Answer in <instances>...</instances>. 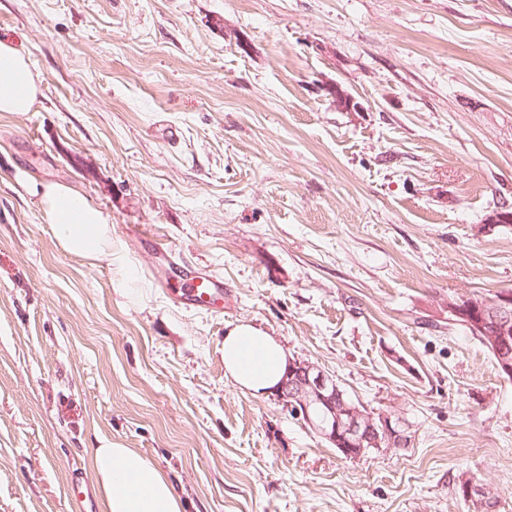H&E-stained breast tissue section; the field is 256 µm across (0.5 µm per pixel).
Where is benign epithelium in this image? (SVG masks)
Listing matches in <instances>:
<instances>
[{"instance_id":"benign-epithelium-1","label":"benign epithelium","mask_w":512,"mask_h":512,"mask_svg":"<svg viewBox=\"0 0 512 512\" xmlns=\"http://www.w3.org/2000/svg\"><path fill=\"white\" fill-rule=\"evenodd\" d=\"M495 310L501 316L500 330L489 335L492 343L497 337L512 332V292L503 291L494 302ZM487 308L475 296L448 299V313L461 318L467 324L481 330L484 326ZM279 401L295 418L311 426L312 416L323 414L318 433L342 450L356 448V457H363L365 445L379 450L381 447L404 448L409 438L396 421L388 414H381L380 424L373 416L367 415L344 399V392L336 380L308 361L294 360L288 364V372L276 391ZM465 496L476 505H484L489 499L487 488L472 481L465 485Z\"/></svg>"}]
</instances>
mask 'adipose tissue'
<instances>
[{"mask_svg": "<svg viewBox=\"0 0 512 512\" xmlns=\"http://www.w3.org/2000/svg\"><path fill=\"white\" fill-rule=\"evenodd\" d=\"M40 93L34 67L13 45L0 41V112L31 111ZM44 219L59 244L90 262L124 269L113 249L107 215L84 193L61 182L33 185ZM288 354L273 336L250 324L224 335V374L240 389L262 395L277 386ZM92 470L104 495V512H184L179 490L147 458L120 444L94 449Z\"/></svg>", "mask_w": 512, "mask_h": 512, "instance_id": "obj_1", "label": "adipose tissue"}]
</instances>
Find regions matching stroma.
<instances>
[{
  "label": "stroma",
  "mask_w": 512,
  "mask_h": 512,
  "mask_svg": "<svg viewBox=\"0 0 512 512\" xmlns=\"http://www.w3.org/2000/svg\"><path fill=\"white\" fill-rule=\"evenodd\" d=\"M0 39L41 87L0 112V512H75L103 440L185 512H473V477L512 512V379L448 321L512 289L487 220L512 211V0H0ZM44 180L108 216L126 284L62 249ZM192 267L223 312L176 298ZM239 323L408 447L345 458L241 391Z\"/></svg>",
  "instance_id": "35a3bbf8"
}]
</instances>
